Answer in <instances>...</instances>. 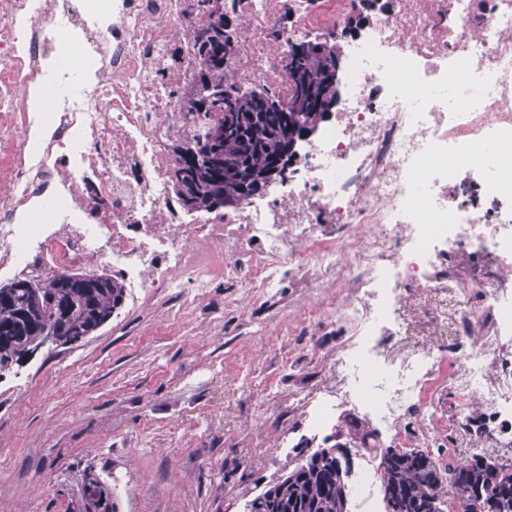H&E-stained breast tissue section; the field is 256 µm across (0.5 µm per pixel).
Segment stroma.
I'll list each match as a JSON object with an SVG mask.
<instances>
[{"label": "stroma", "instance_id": "obj_1", "mask_svg": "<svg viewBox=\"0 0 512 512\" xmlns=\"http://www.w3.org/2000/svg\"><path fill=\"white\" fill-rule=\"evenodd\" d=\"M240 310L219 278L192 308L125 301L73 347L39 350L0 376V512H68L86 468L113 487L117 512H246L300 463L278 446L302 429L323 386L303 336L317 302Z\"/></svg>", "mask_w": 512, "mask_h": 512}]
</instances>
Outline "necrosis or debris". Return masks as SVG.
<instances>
[{
	"mask_svg": "<svg viewBox=\"0 0 512 512\" xmlns=\"http://www.w3.org/2000/svg\"><path fill=\"white\" fill-rule=\"evenodd\" d=\"M352 8L225 0V80L287 96L290 43ZM199 22L195 0H0V271L104 264L131 298L180 288L186 307L221 271L251 307L341 287L307 320L348 337L320 366L312 445L354 417L456 458L512 447V0H390L342 44L339 102L286 176L194 215L171 148L192 135Z\"/></svg>",
	"mask_w": 512,
	"mask_h": 512,
	"instance_id": "obj_1",
	"label": "necrosis or debris"
}]
</instances>
